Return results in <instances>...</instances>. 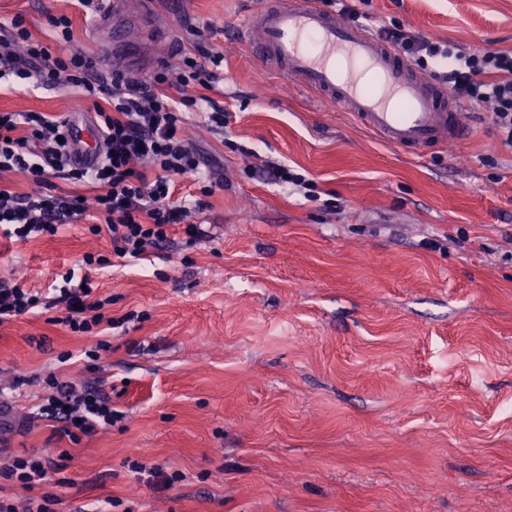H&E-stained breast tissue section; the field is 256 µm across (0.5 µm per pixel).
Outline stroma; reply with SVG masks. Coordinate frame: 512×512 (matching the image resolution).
<instances>
[{
  "label": "stroma",
  "instance_id": "stroma-1",
  "mask_svg": "<svg viewBox=\"0 0 512 512\" xmlns=\"http://www.w3.org/2000/svg\"><path fill=\"white\" fill-rule=\"evenodd\" d=\"M0 0L52 42L96 55L92 28L112 0ZM262 0H172L148 32L223 62L210 92L229 114L212 129L189 109L184 134L214 194L190 220L203 235L141 258L67 224L25 243L0 235V279L51 296L85 254L107 311L95 338L37 309L0 326V400L13 410L0 463L68 453L56 483L0 486L19 512L42 492L60 512H512V148L470 115L460 145L408 156L277 71H259L235 30ZM391 23L443 41L512 51V0H361ZM80 90L0 91L2 112L66 116ZM312 179L316 200L257 161ZM200 177V178H201ZM112 395V428L71 443L29 417L49 373ZM494 462L495 478L486 474Z\"/></svg>",
  "mask_w": 512,
  "mask_h": 512
}]
</instances>
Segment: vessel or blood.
<instances>
[{
  "mask_svg": "<svg viewBox=\"0 0 512 512\" xmlns=\"http://www.w3.org/2000/svg\"><path fill=\"white\" fill-rule=\"evenodd\" d=\"M131 22L116 9L96 23L94 36L113 71L131 65L124 34ZM238 41L260 64H276L302 88L353 115L385 143L422 156L468 139V115L447 85L425 74L369 27L351 23L317 0H264L242 24ZM68 161L94 167L101 152L99 128L84 107L66 120Z\"/></svg>",
  "mask_w": 512,
  "mask_h": 512,
  "instance_id": "1",
  "label": "vessel or blood"
}]
</instances>
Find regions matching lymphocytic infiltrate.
Instances as JSON below:
<instances>
[{"label":"lymphocytic infiltrate","mask_w":512,"mask_h":512,"mask_svg":"<svg viewBox=\"0 0 512 512\" xmlns=\"http://www.w3.org/2000/svg\"><path fill=\"white\" fill-rule=\"evenodd\" d=\"M57 34L50 45L32 37L22 17H14L0 35V83L30 90L76 88L101 99L98 125L105 141L101 164L93 170H64L65 121L42 112H0V172L24 174L35 189L28 194L0 193V233L24 242L55 234L64 224L93 218V234H107L118 257L137 258L149 248L170 240L176 228L200 236L198 225L184 224L188 207L174 201L176 179L197 175L199 161L182 133L183 109L196 107L210 126L223 127L224 111L208 96L220 56L200 58L184 53L176 74L157 71L151 84L122 77L104 81L99 62L84 53H62L61 44L73 39L72 21L51 18ZM380 37L432 76L447 83L459 100L485 107L502 145L512 147V52L435 40L393 24L379 29ZM200 95H191L194 87ZM66 171L68 178L97 184L93 202L79 195L49 194L51 176ZM41 293L20 283L0 280V324L25 316L48 302ZM62 311L58 324L80 335H99L112 328L108 299L99 297L88 275L67 273L50 300ZM46 391L35 408L37 419L57 423V431L72 441L112 427L120 413L106 391L87 386L75 390L56 375L45 379ZM59 463L36 455L16 456L0 465V480L34 489L52 480Z\"/></svg>","instance_id":"lymphocytic-infiltrate-1"}]
</instances>
